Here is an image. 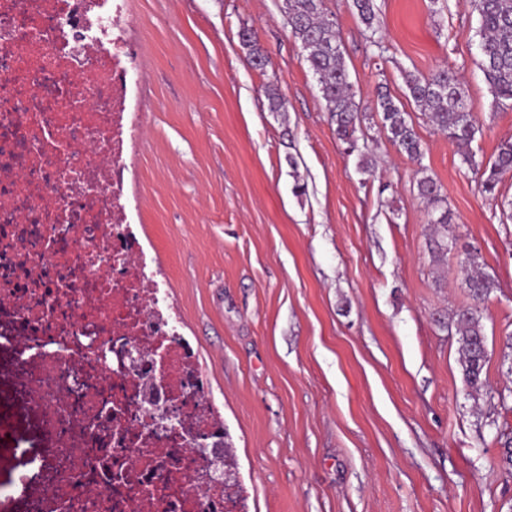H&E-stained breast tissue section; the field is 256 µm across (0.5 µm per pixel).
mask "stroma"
Here are the masks:
<instances>
[{"instance_id":"obj_1","label":"stroma","mask_w":512,"mask_h":512,"mask_svg":"<svg viewBox=\"0 0 512 512\" xmlns=\"http://www.w3.org/2000/svg\"><path fill=\"white\" fill-rule=\"evenodd\" d=\"M375 159L346 154L291 35L283 0H127L137 124L126 155L139 234L168 282L207 395L224 421L249 512H512V401L473 399L455 314L477 249L498 286L483 302L488 379L512 381V173L481 194L455 146L406 103L425 152L380 128L375 87L403 72L461 75L487 160L512 137L490 108L471 0H375L383 55L350 0H326ZM268 60L252 65L239 33ZM286 109H269L268 90ZM432 177L457 245L430 247L416 182ZM388 183L380 191V183Z\"/></svg>"}]
</instances>
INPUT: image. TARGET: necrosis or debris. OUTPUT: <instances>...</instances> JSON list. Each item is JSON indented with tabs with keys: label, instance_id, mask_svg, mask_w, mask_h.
Returning <instances> with one entry per match:
<instances>
[{
	"label": "necrosis or debris",
	"instance_id": "1",
	"mask_svg": "<svg viewBox=\"0 0 512 512\" xmlns=\"http://www.w3.org/2000/svg\"><path fill=\"white\" fill-rule=\"evenodd\" d=\"M125 0H0V438L22 512H245L224 439L134 232ZM38 418L29 451L22 415Z\"/></svg>",
	"mask_w": 512,
	"mask_h": 512
}]
</instances>
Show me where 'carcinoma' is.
I'll return each instance as SVG.
<instances>
[{
    "label": "carcinoma",
    "instance_id": "obj_1",
    "mask_svg": "<svg viewBox=\"0 0 512 512\" xmlns=\"http://www.w3.org/2000/svg\"><path fill=\"white\" fill-rule=\"evenodd\" d=\"M352 4L366 28L369 46L383 53V28L376 13L375 0H352ZM474 7L479 16L476 31L479 37V68L492 97V109H512V0H474ZM284 13L291 35L300 42L303 59L317 81L331 122L336 125L337 138L346 145L347 152L357 153L358 167L362 172L373 173L372 160L362 151L356 136L359 103L355 101L340 32L329 19L325 0H284ZM240 39L253 66L264 68L266 57L255 33L244 28ZM404 83L407 98L421 115L458 148L461 164L480 170L482 194L496 197L501 177L512 171V138L500 141L494 159L485 165L477 163L471 144L479 133V127L468 107L458 74L446 69L428 75L407 73ZM376 108L388 139L407 159L421 163L424 147L413 121L384 83L377 87ZM417 188L419 197L430 207L428 223L432 227L435 257L443 258L456 245L448 239V206L433 178H421ZM458 272L464 276L472 298L478 302L497 288V281L479 268V255L473 248L465 250ZM483 319V311L476 305L456 314L463 382L469 394L483 396L490 402L495 400L503 406L507 397L512 395V388L506 386L495 390L489 385L485 371L488 355Z\"/></svg>",
    "mask_w": 512,
    "mask_h": 512
}]
</instances>
